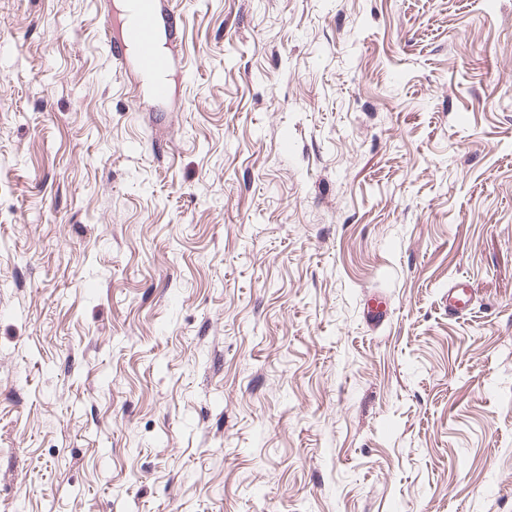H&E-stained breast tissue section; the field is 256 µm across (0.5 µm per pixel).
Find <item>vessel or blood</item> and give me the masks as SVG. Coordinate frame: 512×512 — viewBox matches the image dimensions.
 <instances>
[{"mask_svg":"<svg viewBox=\"0 0 512 512\" xmlns=\"http://www.w3.org/2000/svg\"><path fill=\"white\" fill-rule=\"evenodd\" d=\"M158 17L157 0H142V6L124 37L109 43L112 60L116 65H124L128 52L132 51L143 70L164 73L170 69V56L157 49ZM474 297L475 290L469 281L454 280L448 288L449 312L458 313L470 307Z\"/></svg>","mask_w":512,"mask_h":512,"instance_id":"vessel-or-blood-1","label":"vessel or blood"}]
</instances>
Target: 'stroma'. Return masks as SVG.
<instances>
[{
	"label": "stroma",
	"mask_w": 512,
	"mask_h": 512,
	"mask_svg": "<svg viewBox=\"0 0 512 512\" xmlns=\"http://www.w3.org/2000/svg\"><path fill=\"white\" fill-rule=\"evenodd\" d=\"M172 6L0 0V512H512V0ZM134 23L121 40H108L113 62L122 67L130 46H133L137 62L144 71L166 73L171 67V57L157 49V22L159 17L156 0H141ZM475 298V289L464 279H455L448 287V313H460L470 307Z\"/></svg>",
	"instance_id": "1"
}]
</instances>
